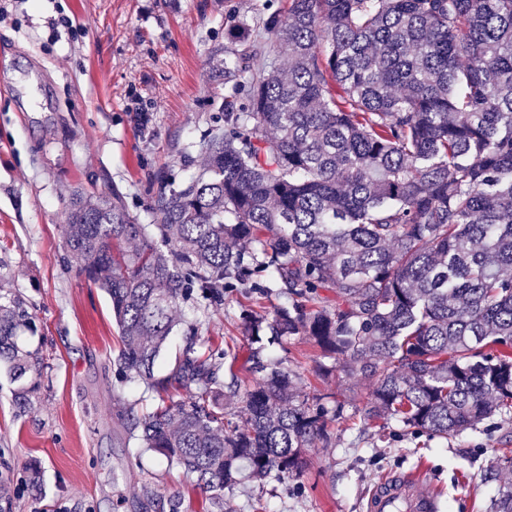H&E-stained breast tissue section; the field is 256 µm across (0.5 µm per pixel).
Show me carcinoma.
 <instances>
[{
    "label": "carcinoma",
    "mask_w": 512,
    "mask_h": 512,
    "mask_svg": "<svg viewBox=\"0 0 512 512\" xmlns=\"http://www.w3.org/2000/svg\"><path fill=\"white\" fill-rule=\"evenodd\" d=\"M263 28L269 45L224 59L245 103L202 135L203 168L177 187L153 175L157 224L115 185L65 212L79 275L111 303L117 377L190 392L129 412L130 433L212 502L243 477L303 475L343 417L261 360L265 336H305L372 380L362 416L380 439L393 421L448 439L512 420V0H288ZM271 281L288 305L242 308L252 346L194 324L156 376L178 304L219 311ZM22 327L35 332L26 303L0 295V370L20 409L43 369ZM241 372L258 381L241 389ZM226 395L241 396L238 422Z\"/></svg>",
    "instance_id": "cac0c4a2"
}]
</instances>
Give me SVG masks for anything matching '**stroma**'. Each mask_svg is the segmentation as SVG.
Wrapping results in <instances>:
<instances>
[{"instance_id": "obj_1", "label": "stroma", "mask_w": 512, "mask_h": 512, "mask_svg": "<svg viewBox=\"0 0 512 512\" xmlns=\"http://www.w3.org/2000/svg\"><path fill=\"white\" fill-rule=\"evenodd\" d=\"M287 7L288 0H0V286L36 315L37 334L18 344L44 362L26 411L0 377V512H162L174 495L182 512H364L380 478L415 469L424 472L423 490L440 496L442 512H490L500 489L512 485V467L484 479L499 449L512 448V422L447 441L394 424L380 442L363 421L340 419L328 446L309 449L301 477L242 481L212 507L192 476L126 430L127 410L151 411L158 396L113 374L119 344L109 300L64 249L68 199L116 185L140 222L153 223L154 173L181 182L199 169L197 143L235 96L224 83V58L242 46L230 29L262 33L263 19ZM63 16L72 29L55 27ZM284 302L274 291L257 300L232 296L218 312L179 304L160 374L175 368L187 325L245 346L241 308L269 316ZM263 355L288 362L298 390L340 403L345 413L370 397L369 380L306 337L266 346Z\"/></svg>"}]
</instances>
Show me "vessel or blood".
Masks as SVG:
<instances>
[{"label":"vessel or blood","instance_id":"vessel-or-blood-1","mask_svg":"<svg viewBox=\"0 0 512 512\" xmlns=\"http://www.w3.org/2000/svg\"><path fill=\"white\" fill-rule=\"evenodd\" d=\"M422 479L419 471L384 477L369 492L365 512H440L439 498L421 490Z\"/></svg>","mask_w":512,"mask_h":512}]
</instances>
